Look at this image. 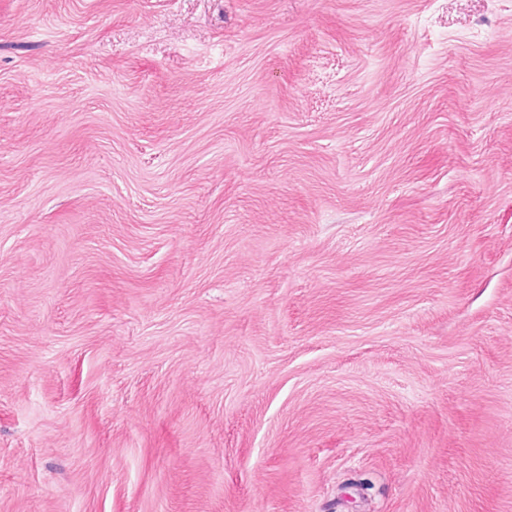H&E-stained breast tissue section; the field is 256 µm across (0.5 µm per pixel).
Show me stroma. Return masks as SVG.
Segmentation results:
<instances>
[{"label": "stroma", "instance_id": "obj_1", "mask_svg": "<svg viewBox=\"0 0 512 512\" xmlns=\"http://www.w3.org/2000/svg\"><path fill=\"white\" fill-rule=\"evenodd\" d=\"M0 512H512V0H0Z\"/></svg>", "mask_w": 512, "mask_h": 512}]
</instances>
